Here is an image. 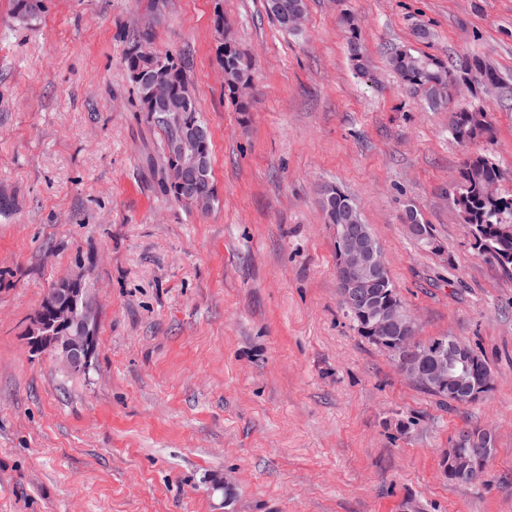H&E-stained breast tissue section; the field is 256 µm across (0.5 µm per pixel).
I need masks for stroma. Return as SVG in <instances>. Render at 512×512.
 Segmentation results:
<instances>
[{
  "instance_id": "obj_1",
  "label": "stroma",
  "mask_w": 512,
  "mask_h": 512,
  "mask_svg": "<svg viewBox=\"0 0 512 512\" xmlns=\"http://www.w3.org/2000/svg\"><path fill=\"white\" fill-rule=\"evenodd\" d=\"M300 31L266 0H0V512H512V274L480 254L453 196L469 154L512 197V0H306ZM256 63L249 111L224 95L214 18ZM370 61L357 77L343 17ZM430 33L416 36L417 29ZM146 35L188 71L217 200L163 195L164 131L124 56ZM406 46L476 55L505 82L430 110L389 69ZM480 108L491 137L449 133ZM333 184L358 204L416 339L452 336L493 386L446 402L362 338L340 304ZM414 205L437 246L401 216ZM84 272L93 366L30 342L49 289ZM494 432L480 478L442 461Z\"/></svg>"
}]
</instances>
